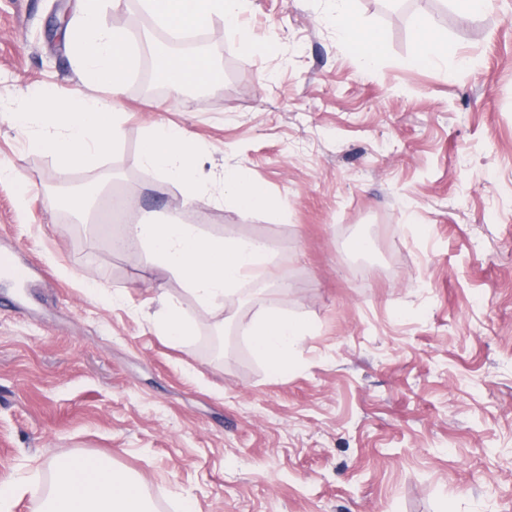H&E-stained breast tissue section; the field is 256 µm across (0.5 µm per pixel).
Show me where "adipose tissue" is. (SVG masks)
Masks as SVG:
<instances>
[{"instance_id":"obj_1","label":"adipose tissue","mask_w":512,"mask_h":512,"mask_svg":"<svg viewBox=\"0 0 512 512\" xmlns=\"http://www.w3.org/2000/svg\"><path fill=\"white\" fill-rule=\"evenodd\" d=\"M355 0H335L329 24L360 58L371 67L383 54L386 37L381 29L365 27L354 15ZM121 0H86V9L70 32L83 59L87 80L111 87L120 94L133 65L135 51L124 28L105 27L101 15L106 4ZM147 10L172 29L204 27L221 17L225 28L237 30L246 54L267 51L239 26L250 0H144ZM417 47L405 65L411 69L441 67L448 44L433 22L418 18L410 32ZM159 78L172 92L208 87L220 80L208 56L169 51L156 59ZM42 130L30 142L32 149L52 153L61 169L69 170L95 161L111 151L119 136L121 114L116 103L95 98L59 100L52 94L40 97ZM192 147L183 130L163 123L153 124L140 148L141 163L182 187L185 203L200 199L204 186L191 166ZM224 191L244 213L274 207L264 185L244 169L224 171ZM122 244L134 245L178 278L200 310L223 306L245 281L264 277L270 259L264 244L233 241L204 235L196 225L179 218L156 221L132 216L123 226ZM308 330L306 323L269 312L249 324L245 333L254 350L274 367L284 368L295 345ZM56 484L47 512H150L138 479L117 468L111 457H96L93 466L75 471L65 463L56 465Z\"/></svg>"}]
</instances>
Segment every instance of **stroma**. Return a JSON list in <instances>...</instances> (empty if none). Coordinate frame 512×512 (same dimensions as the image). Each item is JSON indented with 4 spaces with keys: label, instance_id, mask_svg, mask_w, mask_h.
<instances>
[{
    "label": "stroma",
    "instance_id": "35a3bbf8",
    "mask_svg": "<svg viewBox=\"0 0 512 512\" xmlns=\"http://www.w3.org/2000/svg\"><path fill=\"white\" fill-rule=\"evenodd\" d=\"M356 0L386 34L364 69L325 18L332 0H254L241 24L274 53L206 27L222 76L144 92L139 51L120 96L83 77L65 40L81 0H0V485L43 512L61 458L111 456L152 512H512V0L463 17ZM448 42L446 70L410 69L417 17ZM117 99L112 151L60 171L32 150L30 91ZM31 119L19 126L13 114ZM182 128L195 171L260 180L276 207L183 203L145 168L152 122ZM98 184V210L181 212L208 236L263 241L266 280L201 312L182 283L110 227L57 208L54 183ZM195 329L163 336L161 298ZM275 310L309 333L279 369L243 328Z\"/></svg>",
    "mask_w": 512,
    "mask_h": 512
}]
</instances>
